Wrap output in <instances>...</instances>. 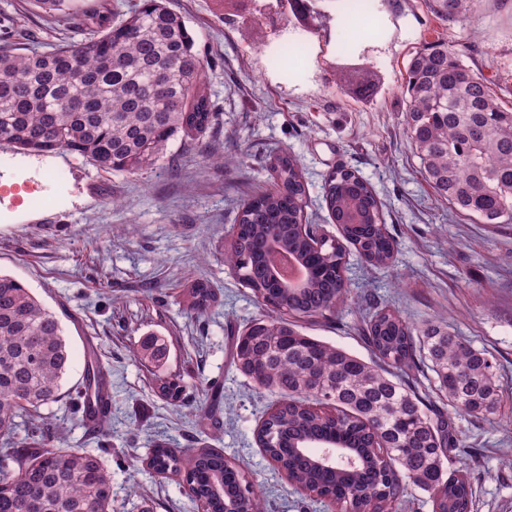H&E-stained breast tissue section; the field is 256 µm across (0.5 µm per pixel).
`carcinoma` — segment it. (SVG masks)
I'll return each mask as SVG.
<instances>
[{
    "instance_id": "carcinoma-1",
    "label": "carcinoma",
    "mask_w": 512,
    "mask_h": 512,
    "mask_svg": "<svg viewBox=\"0 0 512 512\" xmlns=\"http://www.w3.org/2000/svg\"><path fill=\"white\" fill-rule=\"evenodd\" d=\"M65 17L77 0H31ZM437 18H479L480 0H426ZM406 132L426 180L457 211L480 224L512 223V110L488 83L469 73L442 38L407 69ZM201 58L181 16L166 0L88 16L84 38L47 52L0 46V142L24 152L66 151L107 172L136 175L155 165L170 141L197 138L215 125ZM276 191L244 203L224 265L277 314L232 337V363L253 385L279 397L256 432L264 454L289 484L329 500L339 512H399L408 490L429 494L434 512H469L470 483L448 472L461 441L448 413L494 421L503 398L492 356L447 326L418 328L385 307L366 314L364 342L372 359L308 336L285 315L323 317L348 301L346 247L372 266H386L396 243L382 222L375 192L350 167L324 186L340 238H314L306 227L307 183L288 150L271 163ZM306 268L303 288L266 278L268 245ZM201 316L217 300L203 281L183 291ZM164 347L142 344L140 361L155 363ZM69 347L55 312L19 280L0 274V512H112V476L81 448H62L40 409L61 396ZM430 371L436 399L409 377ZM100 361L85 364L78 398L90 399ZM173 406L184 386L158 378ZM28 416L22 439L18 419ZM330 446L355 465L317 467L311 449ZM142 465L180 476L191 497L222 512L235 498L245 512H267L257 484L214 448L158 446Z\"/></svg>"
}]
</instances>
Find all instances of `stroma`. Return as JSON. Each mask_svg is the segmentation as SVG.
<instances>
[{
	"label": "stroma",
	"instance_id": "obj_1",
	"mask_svg": "<svg viewBox=\"0 0 512 512\" xmlns=\"http://www.w3.org/2000/svg\"><path fill=\"white\" fill-rule=\"evenodd\" d=\"M193 37L219 120L191 144L172 140L153 168L130 177L68 152L27 154L0 143V273L22 282L61 320L71 359L62 395L41 414L64 446L101 458L112 474V512H199L185 484L138 469L155 445L207 446L242 466L267 512H334L295 492L262 454L254 431L276 401L232 365L231 338L268 311L222 253L241 205L272 191L281 150L298 160L307 221L337 236L323 201L330 173L356 169L371 185L393 262L373 267L348 252L345 276L362 306L297 319L299 330L364 359L366 311L387 306L410 323L448 325L492 356L507 401L496 422L457 414L461 448L449 470H466L470 512H512V224H477L436 195L414 157L404 123L411 57L450 35L469 71L512 109V0H481L480 28L436 18L425 0H373V41H348L343 0H167ZM0 24L19 51H47L78 35L82 16L41 12L30 0H0ZM213 149L240 163L209 167ZM208 280L218 302L189 314L186 279ZM167 345L159 366L135 356L143 338ZM94 341L110 372L108 435L75 411L84 349ZM178 376L185 404L156 392Z\"/></svg>",
	"mask_w": 512,
	"mask_h": 512
}]
</instances>
